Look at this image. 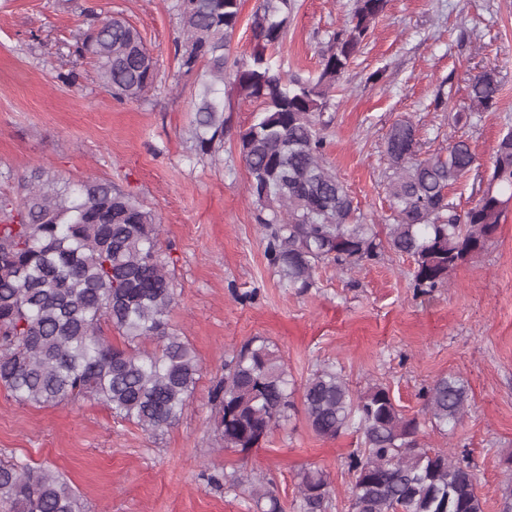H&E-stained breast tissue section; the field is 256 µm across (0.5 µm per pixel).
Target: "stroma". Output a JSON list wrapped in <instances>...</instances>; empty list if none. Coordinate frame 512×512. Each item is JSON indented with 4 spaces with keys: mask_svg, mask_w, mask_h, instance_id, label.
Wrapping results in <instances>:
<instances>
[{
    "mask_svg": "<svg viewBox=\"0 0 512 512\" xmlns=\"http://www.w3.org/2000/svg\"><path fill=\"white\" fill-rule=\"evenodd\" d=\"M176 0H0V196L38 167L60 182L89 177L139 199L161 224L177 304L172 330L194 348L199 380L179 422L156 435L117 419L103 404L37 407L0 389V452L60 471L80 495L81 512H255L249 485L215 487L211 476L257 472L274 481L283 512H297L298 473L323 470L334 489L330 512H347V458L357 434L318 437L302 415L274 429L249 454L222 448L209 426L210 393L224 355L261 336L278 349L296 383L317 368L341 369L354 392L386 386L417 418L429 448L471 458L485 512H499L512 478V204L484 251L429 295L411 285V259L383 251L351 272L320 266L312 288H288L266 256L259 211L239 154L257 101L224 85V143L194 147V77L174 54ZM355 0H296L275 60L285 72L315 73L333 31ZM137 28L157 62L158 81L140 101L114 99L74 52L87 11ZM495 70V108L467 127L470 78ZM79 74L76 85L62 75ZM447 104L434 105L437 94ZM325 160L364 222L386 234L385 139L414 124L422 153L467 140L479 170L490 169L499 137L512 128V0H387L360 51L329 95ZM468 389L461 424L439 434L420 393L441 376Z\"/></svg>",
    "mask_w": 512,
    "mask_h": 512,
    "instance_id": "1",
    "label": "stroma"
}]
</instances>
